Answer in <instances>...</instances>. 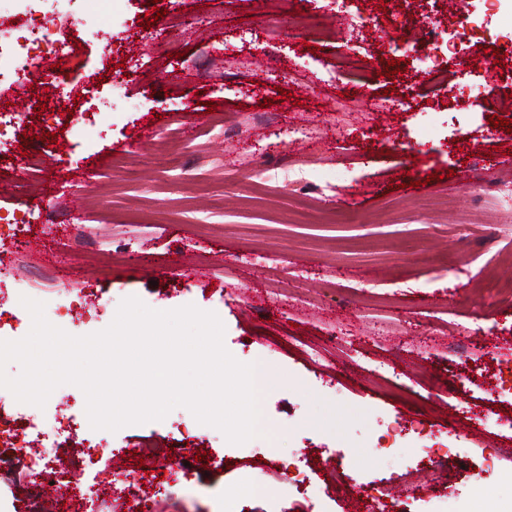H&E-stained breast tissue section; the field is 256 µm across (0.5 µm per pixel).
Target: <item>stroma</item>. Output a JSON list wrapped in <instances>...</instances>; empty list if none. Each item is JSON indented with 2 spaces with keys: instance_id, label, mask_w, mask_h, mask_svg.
Segmentation results:
<instances>
[{
  "instance_id": "obj_1",
  "label": "stroma",
  "mask_w": 512,
  "mask_h": 512,
  "mask_svg": "<svg viewBox=\"0 0 512 512\" xmlns=\"http://www.w3.org/2000/svg\"><path fill=\"white\" fill-rule=\"evenodd\" d=\"M90 11L111 42L76 31L53 73L0 72V328L28 334L23 296L74 336L128 297L193 305L238 361L274 374L264 434L242 445L183 407L95 430L83 391L56 388L41 417L77 420L111 462L99 512H379L381 487L409 512H481L489 497L512 512V298L488 288L512 278V201L497 199L512 132L490 121L512 94V0H465L456 100L408 49L425 18L456 29L446 0L69 4ZM371 15L378 27L356 25ZM490 47L491 79L476 65ZM413 420L423 433L387 437ZM437 439L450 453L421 480ZM185 444L205 459L167 480ZM256 451L305 493L244 467ZM138 469L153 483H126Z\"/></svg>"
}]
</instances>
